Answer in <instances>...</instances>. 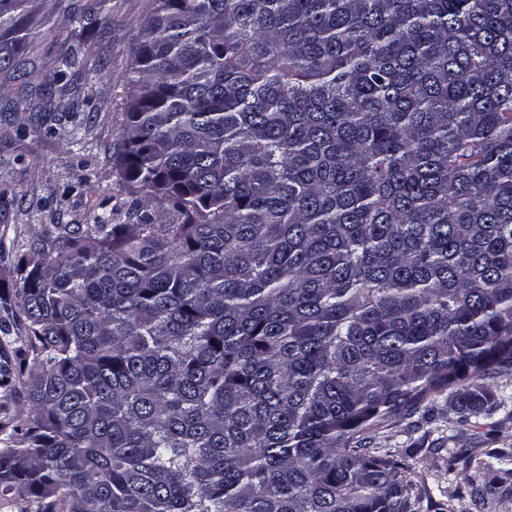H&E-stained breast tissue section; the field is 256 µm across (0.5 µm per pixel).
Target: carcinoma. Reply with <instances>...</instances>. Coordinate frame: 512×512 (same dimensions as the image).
<instances>
[{"instance_id": "obj_1", "label": "carcinoma", "mask_w": 512, "mask_h": 512, "mask_svg": "<svg viewBox=\"0 0 512 512\" xmlns=\"http://www.w3.org/2000/svg\"><path fill=\"white\" fill-rule=\"evenodd\" d=\"M112 174L0 293V495L418 512L364 433L512 367V0H150Z\"/></svg>"}]
</instances>
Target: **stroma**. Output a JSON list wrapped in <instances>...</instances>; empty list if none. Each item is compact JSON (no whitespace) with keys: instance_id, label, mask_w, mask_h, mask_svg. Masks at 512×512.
<instances>
[{"instance_id":"35a3bbf8","label":"stroma","mask_w":512,"mask_h":512,"mask_svg":"<svg viewBox=\"0 0 512 512\" xmlns=\"http://www.w3.org/2000/svg\"><path fill=\"white\" fill-rule=\"evenodd\" d=\"M102 22L97 0H25L12 28H0V278L17 261L18 244L41 224H84L111 207L120 190L112 145L123 119L122 87L149 0H111ZM76 65L58 74V58ZM78 103L88 121L74 128L16 134L19 116L47 103ZM365 445L405 465L421 496L418 512H512V375L490 382L484 412L462 424L440 397L425 414L366 433ZM474 458L466 466V458ZM496 481L494 494L484 491Z\"/></svg>"}]
</instances>
